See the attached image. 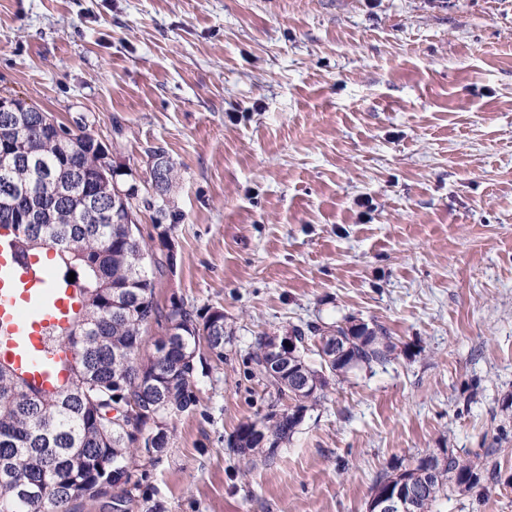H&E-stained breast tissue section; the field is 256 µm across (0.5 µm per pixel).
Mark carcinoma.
<instances>
[{
  "label": "carcinoma",
  "mask_w": 512,
  "mask_h": 512,
  "mask_svg": "<svg viewBox=\"0 0 512 512\" xmlns=\"http://www.w3.org/2000/svg\"><path fill=\"white\" fill-rule=\"evenodd\" d=\"M47 112H28L23 126L0 113V144H16L0 156V194L14 193L15 212L0 214V228L17 258L53 250L57 281L80 291L81 308L67 334L72 349L70 385L54 393L28 385L9 366L0 365V512H78L85 500H104L111 510L130 512L135 496L114 497L112 481H133L140 492L155 460L134 446L126 427L158 431L196 406L197 364L209 353L224 360L232 327L224 313L203 316L172 298L155 301L156 280L166 265L141 235H127L122 206L112 211V183L104 180L101 159L107 148L93 135L62 123L45 126ZM155 324L162 334L141 356L144 335ZM314 340L320 368L302 359L315 391L301 392L292 373H267L264 339L250 356L254 377L273 400L262 417L240 424L231 450L249 470L253 458L271 461L289 441L302 416L320 402L328 376L371 371L389 363L395 346L385 328H358L347 319L334 326L308 323L293 329ZM269 433L268 438L262 432ZM498 449L461 456L451 448L412 461L394 459L371 492L394 475L425 482L419 512H431L439 499L499 479Z\"/></svg>",
  "instance_id": "obj_1"
}]
</instances>
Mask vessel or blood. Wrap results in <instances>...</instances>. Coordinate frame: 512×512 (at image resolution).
<instances>
[{"instance_id":"vessel-or-blood-1","label":"vessel or blood","mask_w":512,"mask_h":512,"mask_svg":"<svg viewBox=\"0 0 512 512\" xmlns=\"http://www.w3.org/2000/svg\"><path fill=\"white\" fill-rule=\"evenodd\" d=\"M77 306L76 286L58 285L48 262L31 258L21 263L10 248L0 246V360L30 384L50 390L64 383L60 364L72 351L64 346L48 353L47 332L66 326Z\"/></svg>"}]
</instances>
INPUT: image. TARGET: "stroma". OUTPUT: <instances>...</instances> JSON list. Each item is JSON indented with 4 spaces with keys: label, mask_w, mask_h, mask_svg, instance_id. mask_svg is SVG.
<instances>
[{
    "label": "stroma",
    "mask_w": 512,
    "mask_h": 512,
    "mask_svg": "<svg viewBox=\"0 0 512 512\" xmlns=\"http://www.w3.org/2000/svg\"><path fill=\"white\" fill-rule=\"evenodd\" d=\"M0 96L98 136L130 183L162 147L155 298L233 328L132 512H367L392 459L502 431L501 481L434 509L512 512V0H0ZM346 318L391 362L332 380L241 476L256 338Z\"/></svg>",
    "instance_id": "stroma-1"
}]
</instances>
